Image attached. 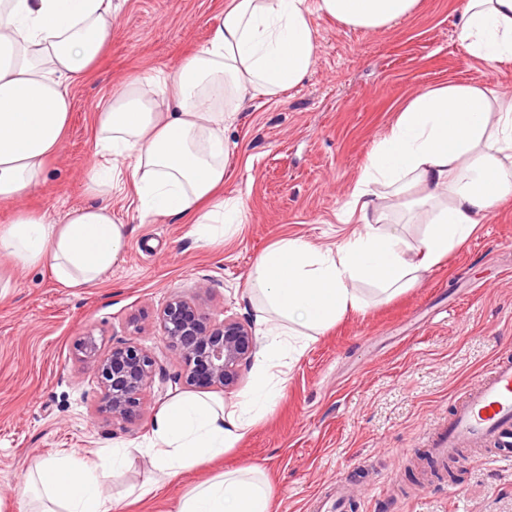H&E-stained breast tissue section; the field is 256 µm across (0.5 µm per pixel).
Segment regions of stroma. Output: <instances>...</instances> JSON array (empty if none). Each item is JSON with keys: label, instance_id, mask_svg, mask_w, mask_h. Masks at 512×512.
<instances>
[{"label": "stroma", "instance_id": "1", "mask_svg": "<svg viewBox=\"0 0 512 512\" xmlns=\"http://www.w3.org/2000/svg\"><path fill=\"white\" fill-rule=\"evenodd\" d=\"M112 43L75 91L67 136L25 207L59 215L88 203L87 173L99 157L94 116L132 79L161 81L210 38L224 0H114ZM463 0H419L408 20L377 33L311 16L315 65L272 102L256 98L224 132V194L242 197L232 238L198 245L182 220L142 215L131 186L112 193L126 224L123 262L86 288L57 284L44 267L0 257L16 286L0 298V498L61 451L92 458L134 450L108 480L120 498L152 472L137 449L159 408L185 386L155 384L131 422L100 413V389L74 343L94 331L102 350L129 339L162 351L156 314L171 295L196 298L220 321L253 322L245 288L260 255L284 236L325 249L350 232L342 206L374 142L420 88L468 82L512 95V60L489 69L456 38ZM512 352V200L406 293L351 311L284 367L275 404L223 457L183 473L162 494L126 512H171L194 484L260 466L275 490L273 512H312L340 482L362 495L357 512H512V468L486 459L432 470L427 436L463 388Z\"/></svg>", "mask_w": 512, "mask_h": 512}]
</instances>
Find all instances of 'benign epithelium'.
<instances>
[{"mask_svg": "<svg viewBox=\"0 0 512 512\" xmlns=\"http://www.w3.org/2000/svg\"><path fill=\"white\" fill-rule=\"evenodd\" d=\"M158 320L167 349L182 366L177 380L195 388L228 391L237 386L241 367L254 351L249 325L233 318L211 323L193 300L180 295L167 301ZM74 349L100 387V411L114 421L132 420L151 392L155 377L166 379L163 362L167 353L157 354L134 340L104 353L95 335L88 332L75 342Z\"/></svg>", "mask_w": 512, "mask_h": 512, "instance_id": "7a95c632", "label": "benign epithelium"}]
</instances>
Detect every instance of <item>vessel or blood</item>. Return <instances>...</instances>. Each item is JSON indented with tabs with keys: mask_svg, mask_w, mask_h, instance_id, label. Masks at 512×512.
Returning a JSON list of instances; mask_svg holds the SVG:
<instances>
[{
	"mask_svg": "<svg viewBox=\"0 0 512 512\" xmlns=\"http://www.w3.org/2000/svg\"><path fill=\"white\" fill-rule=\"evenodd\" d=\"M503 451L494 463L512 465V358L496 360L477 387L467 389L453 403L446 423L428 437L429 457L436 462L467 458L470 450L487 442Z\"/></svg>",
	"mask_w": 512,
	"mask_h": 512,
	"instance_id": "1",
	"label": "vessel or blood"
}]
</instances>
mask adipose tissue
<instances>
[{"mask_svg":"<svg viewBox=\"0 0 512 512\" xmlns=\"http://www.w3.org/2000/svg\"><path fill=\"white\" fill-rule=\"evenodd\" d=\"M418 0H226L212 36L170 74L161 92L152 77L126 83L95 115V148L104 164L85 179L87 205L63 216L22 207L45 183L70 122L72 88L112 43V0H0V204L15 205L0 225V256L19 267L49 268L65 288L92 285L124 260L127 230L112 211L122 181L143 214L178 217L207 246L233 235L244 202L222 194L224 131L257 97L277 98L301 84L316 61L309 16L377 32L410 18ZM460 42L487 64L512 58V0H466ZM512 197V99L488 87L445 83L415 92L375 142L346 203L359 227L336 248L299 237L274 242L249 279L261 337L251 396L233 410L196 395L157 412L146 451L160 481L223 456L274 404L276 373L312 336L347 312L365 310L415 287L462 245L489 213ZM413 215L417 243L390 223V209ZM112 463L64 452L39 464L17 488V512H112ZM273 490L255 467L194 486L174 512H270Z\"/></svg>","mask_w":512,"mask_h":512,"instance_id":"adipose-tissue-1","label":"adipose tissue"}]
</instances>
